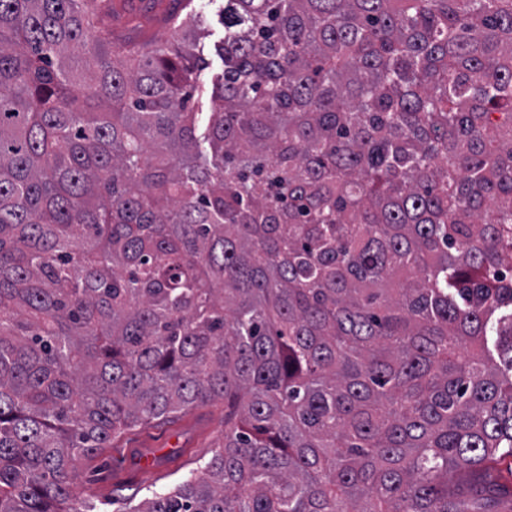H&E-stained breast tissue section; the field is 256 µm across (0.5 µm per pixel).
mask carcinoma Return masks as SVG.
<instances>
[{
	"instance_id": "cac0c4a2",
	"label": "carcinoma",
	"mask_w": 512,
	"mask_h": 512,
	"mask_svg": "<svg viewBox=\"0 0 512 512\" xmlns=\"http://www.w3.org/2000/svg\"><path fill=\"white\" fill-rule=\"evenodd\" d=\"M114 0H0V512L224 405L130 512H512V0H224L218 111Z\"/></svg>"
}]
</instances>
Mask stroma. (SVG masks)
Returning <instances> with one entry per match:
<instances>
[{
  "instance_id": "obj_1",
  "label": "stroma",
  "mask_w": 512,
  "mask_h": 512,
  "mask_svg": "<svg viewBox=\"0 0 512 512\" xmlns=\"http://www.w3.org/2000/svg\"><path fill=\"white\" fill-rule=\"evenodd\" d=\"M201 20L197 48L208 60L196 82L191 105L194 111L211 112L213 83L221 75L224 64L218 49L224 41L222 14L224 0H193ZM160 9L129 13L115 10L112 35L115 39L133 37L150 46L175 41L176 35L160 19ZM224 435V414L186 418L161 427H148L127 435L122 447L110 448L95 460L78 459L75 463L79 492L92 500L96 512H127L134 493L147 492L166 485L171 474H184L196 468L199 459L209 456L210 447ZM160 459V466H143L144 455Z\"/></svg>"
}]
</instances>
